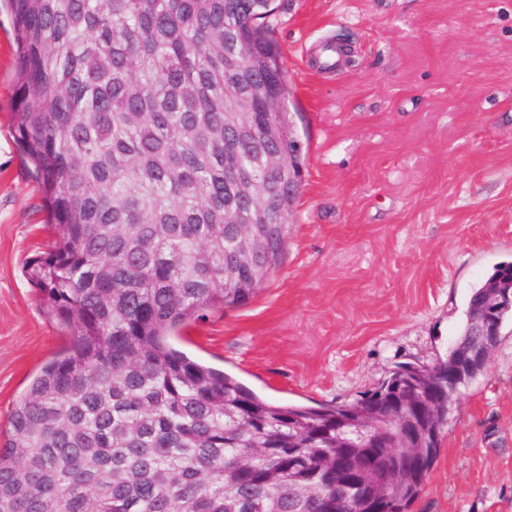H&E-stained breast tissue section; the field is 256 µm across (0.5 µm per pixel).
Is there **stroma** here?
<instances>
[{
    "label": "stroma",
    "instance_id": "obj_1",
    "mask_svg": "<svg viewBox=\"0 0 512 512\" xmlns=\"http://www.w3.org/2000/svg\"><path fill=\"white\" fill-rule=\"evenodd\" d=\"M302 173L281 261L247 304L174 344L295 405L351 403L399 362L447 358L467 300L512 262V0H275ZM344 44L349 62L311 60ZM0 10V432L64 346L25 264L54 239L15 138ZM408 512H512V317L460 386Z\"/></svg>",
    "mask_w": 512,
    "mask_h": 512
}]
</instances>
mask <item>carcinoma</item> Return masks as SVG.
<instances>
[{"instance_id": "carcinoma-1", "label": "carcinoma", "mask_w": 512, "mask_h": 512, "mask_svg": "<svg viewBox=\"0 0 512 512\" xmlns=\"http://www.w3.org/2000/svg\"><path fill=\"white\" fill-rule=\"evenodd\" d=\"M273 0H7L16 43L15 137L57 228L26 266L69 345L46 363L0 441V512H338L377 498L344 480L383 474L391 512H406L438 456L448 404L482 375L448 373L476 340L486 284L471 293L448 359L399 363L351 404L284 405L171 343L207 312L248 303L280 263L293 199L259 273L231 264L238 205L227 169L262 180L268 144L234 135L224 113H253L301 153L285 106L251 92L256 76L285 100L287 72L264 20ZM248 56L224 55V41ZM412 419L402 448L395 417Z\"/></svg>"}]
</instances>
